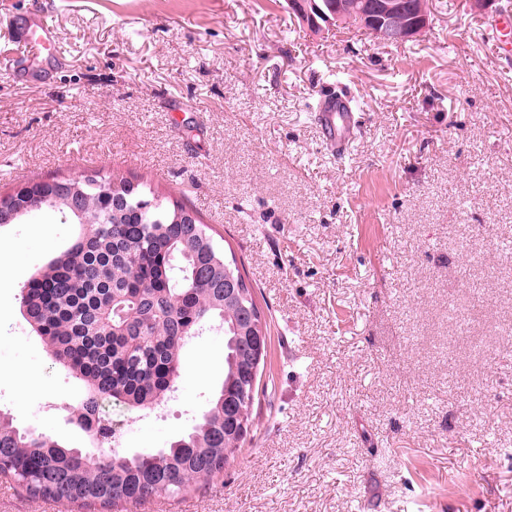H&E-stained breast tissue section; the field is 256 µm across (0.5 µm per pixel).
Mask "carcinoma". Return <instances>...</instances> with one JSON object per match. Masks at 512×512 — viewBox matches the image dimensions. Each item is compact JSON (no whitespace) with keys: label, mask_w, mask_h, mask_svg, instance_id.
Here are the masks:
<instances>
[{"label":"carcinoma","mask_w":512,"mask_h":512,"mask_svg":"<svg viewBox=\"0 0 512 512\" xmlns=\"http://www.w3.org/2000/svg\"><path fill=\"white\" fill-rule=\"evenodd\" d=\"M46 206L75 225L70 245L35 271L21 295L24 318L54 362L78 375L77 412L111 401L131 411L164 401L186 343L206 326L224 330V379L198 422L158 451L78 448L17 426L0 411V475L28 495L111 512L118 502L175 499L224 471L248 433L261 364L239 336H266L235 256L197 210L146 182L114 175L52 176L8 196L0 228Z\"/></svg>","instance_id":"carcinoma-1"}]
</instances>
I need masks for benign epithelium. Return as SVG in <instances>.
<instances>
[{
	"label": "benign epithelium",
	"mask_w": 512,
	"mask_h": 512,
	"mask_svg": "<svg viewBox=\"0 0 512 512\" xmlns=\"http://www.w3.org/2000/svg\"><path fill=\"white\" fill-rule=\"evenodd\" d=\"M288 10L314 31L340 24L346 16L342 0H288ZM360 17L381 43L401 45L429 27V6L414 0H367Z\"/></svg>",
	"instance_id": "7a95c632"
}]
</instances>
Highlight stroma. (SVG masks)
<instances>
[{"label": "stroma", "mask_w": 512, "mask_h": 512, "mask_svg": "<svg viewBox=\"0 0 512 512\" xmlns=\"http://www.w3.org/2000/svg\"><path fill=\"white\" fill-rule=\"evenodd\" d=\"M464 0L415 41L307 31L288 0H0V194L102 169L198 210L270 321L241 451L179 499L112 512H512V51ZM48 26L57 44H24ZM363 103L333 155L316 104ZM73 225L0 229V407L95 453L69 421L21 290ZM224 378V333L181 356L168 416L125 452L168 447Z\"/></svg>", "instance_id": "35a3bbf8"}]
</instances>
